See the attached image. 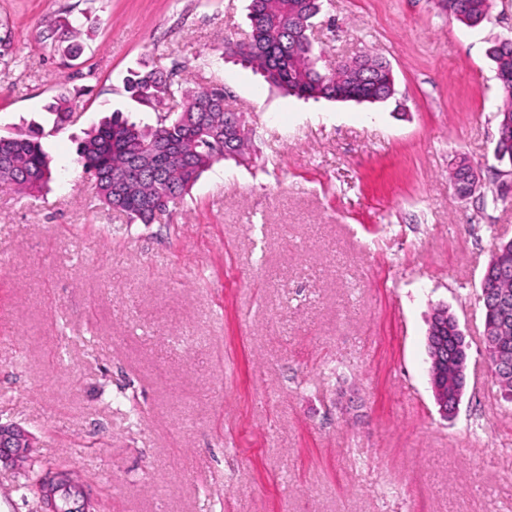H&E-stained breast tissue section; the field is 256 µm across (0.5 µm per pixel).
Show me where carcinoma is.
I'll use <instances>...</instances> for the list:
<instances>
[{
    "label": "carcinoma",
    "mask_w": 512,
    "mask_h": 512,
    "mask_svg": "<svg viewBox=\"0 0 512 512\" xmlns=\"http://www.w3.org/2000/svg\"><path fill=\"white\" fill-rule=\"evenodd\" d=\"M493 0H440L439 10L467 27L476 26L490 15ZM322 0H250L252 28L260 35L244 58L255 65L272 85L304 99L375 102L395 94V77L388 64L369 55L339 62L334 71L319 66L320 55L305 37V30L318 16ZM497 78L502 88L497 107L496 154L512 158V41L492 48ZM126 90L137 102L156 106L180 96L181 109L173 118L164 117L154 127H140L116 116L102 122L85 135L78 147L82 168L92 171L100 203L126 214L130 220L152 223L176 205L200 176L224 155V124L231 113L224 110V90L217 87L182 89L174 86L159 70L134 72L126 80ZM55 116L54 126L70 122L69 98L61 93L46 106ZM44 130L36 127L24 133L0 136V183L21 193L41 191L51 179L47 156L40 140ZM136 181L124 195L114 194V182L132 168ZM501 255L485 268L489 285L500 296L512 299V246L500 243ZM487 335L502 346H512V326L502 329L496 316V298H482ZM455 316L448 314V328L442 341L448 360L456 357ZM465 376L448 366L437 383V395L451 403L464 391ZM45 503L52 512H74L72 504L81 497L77 475L48 464L34 472Z\"/></svg>",
    "instance_id": "obj_1"
}]
</instances>
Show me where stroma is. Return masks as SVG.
<instances>
[{
	"instance_id": "obj_1",
	"label": "stroma",
	"mask_w": 512,
	"mask_h": 512,
	"mask_svg": "<svg viewBox=\"0 0 512 512\" xmlns=\"http://www.w3.org/2000/svg\"><path fill=\"white\" fill-rule=\"evenodd\" d=\"M249 3L0 0V135L41 126L52 170L36 197L0 184V424L31 442L0 463V512H44L34 460L78 472L94 512H512V402L477 299L512 240L488 56L512 39V0L475 28L435 0H326V61L371 54L394 72L375 104L271 87L229 49ZM151 69L223 86L249 150L132 224L99 205L77 147L112 112H179L125 93ZM62 89L73 121L57 130ZM458 156L480 175L468 198ZM441 306L469 344L448 420L425 351Z\"/></svg>"
}]
</instances>
